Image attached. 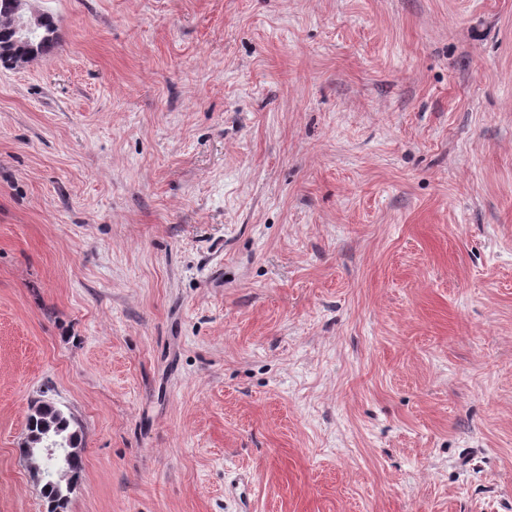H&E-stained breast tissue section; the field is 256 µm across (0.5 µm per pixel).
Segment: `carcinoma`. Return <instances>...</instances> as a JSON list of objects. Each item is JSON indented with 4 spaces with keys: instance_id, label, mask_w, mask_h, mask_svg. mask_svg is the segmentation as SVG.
<instances>
[{
    "instance_id": "obj_1",
    "label": "carcinoma",
    "mask_w": 512,
    "mask_h": 512,
    "mask_svg": "<svg viewBox=\"0 0 512 512\" xmlns=\"http://www.w3.org/2000/svg\"><path fill=\"white\" fill-rule=\"evenodd\" d=\"M44 26L27 34L14 33V19L9 0H0V38L10 42L16 56H36L51 51L58 43L52 18L43 15ZM73 417L49 399H40L27 419V438L21 448L24 460L42 474L41 495L49 503L59 504L69 490L63 484L66 476L73 477L83 470V461L76 449L80 447L79 433L71 429ZM54 448L57 456L50 458L42 452Z\"/></svg>"
}]
</instances>
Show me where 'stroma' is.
<instances>
[{
  "instance_id": "stroma-1",
  "label": "stroma",
  "mask_w": 512,
  "mask_h": 512,
  "mask_svg": "<svg viewBox=\"0 0 512 512\" xmlns=\"http://www.w3.org/2000/svg\"><path fill=\"white\" fill-rule=\"evenodd\" d=\"M0 66V512H512V0H29ZM9 1L17 0H0V43L1 37L4 42L9 41L14 56H36L50 52L58 43V37L55 35L56 29H50L53 19L47 14L42 16L45 20L44 26L27 34H15L14 19L12 15L11 5ZM32 407L27 419V438L21 448L24 460L34 469L41 471L43 484L41 495L56 508L63 499L67 500V484H63L68 474L76 477L83 470L80 453L81 437L71 429L73 417L50 399H39ZM40 448H56V457L50 458ZM49 471L57 475V479L49 476Z\"/></svg>"
}]
</instances>
